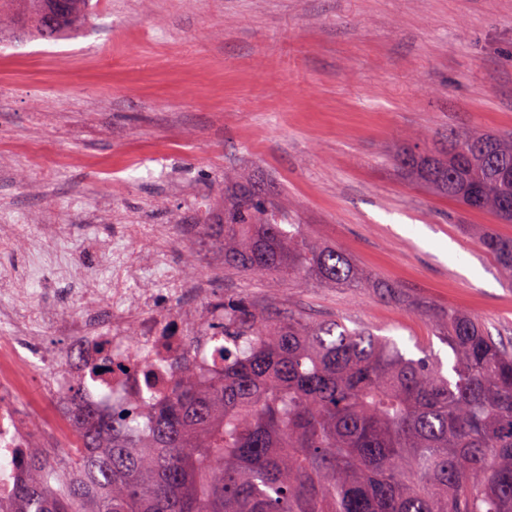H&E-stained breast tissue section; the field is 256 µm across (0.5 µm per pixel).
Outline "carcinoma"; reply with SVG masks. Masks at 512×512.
Listing matches in <instances>:
<instances>
[{"instance_id": "cac0c4a2", "label": "carcinoma", "mask_w": 512, "mask_h": 512, "mask_svg": "<svg viewBox=\"0 0 512 512\" xmlns=\"http://www.w3.org/2000/svg\"><path fill=\"white\" fill-rule=\"evenodd\" d=\"M88 0H0L25 29L55 40L85 18ZM399 169L472 211L502 221L512 183V137L451 130L426 149L405 147ZM512 283V240L481 231ZM203 240L224 264L264 277L357 287L340 250L300 224L260 210L243 192ZM448 365L336 320H273L224 305L215 354L224 377L193 380L171 364L166 397L108 416L79 408L77 434L56 456L33 448L16 460L28 478L0 494V512H512V343L474 317L431 313Z\"/></svg>"}]
</instances>
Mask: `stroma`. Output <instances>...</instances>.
Wrapping results in <instances>:
<instances>
[{"label":"stroma","mask_w":512,"mask_h":512,"mask_svg":"<svg viewBox=\"0 0 512 512\" xmlns=\"http://www.w3.org/2000/svg\"><path fill=\"white\" fill-rule=\"evenodd\" d=\"M59 41L0 16V289L22 287L42 227L68 224L58 259H97L120 224H175L152 282L206 279L215 296L267 316L336 318L413 357L447 358L430 312L460 310L512 338V284L475 226L512 223L462 208L407 177L399 149L448 129L512 135V0H91ZM347 254L361 286L254 277L199 250L238 187ZM21 406L43 447L62 416L24 368Z\"/></svg>","instance_id":"1"}]
</instances>
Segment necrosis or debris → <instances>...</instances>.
Returning <instances> with one entry per match:
<instances>
[{"label": "necrosis or debris", "instance_id": "4bbe7bcc", "mask_svg": "<svg viewBox=\"0 0 512 512\" xmlns=\"http://www.w3.org/2000/svg\"><path fill=\"white\" fill-rule=\"evenodd\" d=\"M172 230L169 224L155 225V248L147 254L137 244L135 225H125L129 245L112 256L111 294H104L93 276L83 270L71 291L79 314L63 318L48 312L42 316V323L60 332L72 350L62 363L50 353L40 358L42 386L57 397L62 408L84 407L106 414L119 404L140 403L148 392L162 399L169 390L170 365L176 359L189 361L198 384L206 386L222 378L224 367L212 356L211 328L223 321L224 314L213 304L204 280L192 277L184 282L183 294L196 304L173 316L167 313V292L139 285L148 264L164 261L162 245ZM104 359L120 360L123 367L99 371ZM21 368L13 349L0 348L2 461L14 460L33 446L26 422L13 407Z\"/></svg>", "mask_w": 512, "mask_h": 512}]
</instances>
